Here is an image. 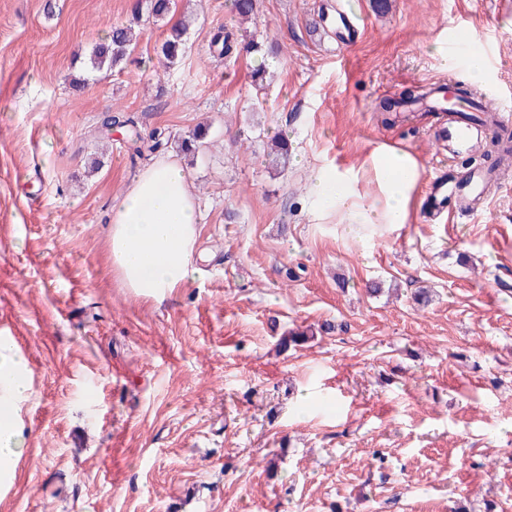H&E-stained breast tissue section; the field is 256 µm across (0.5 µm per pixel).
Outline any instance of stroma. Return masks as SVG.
I'll return each mask as SVG.
<instances>
[{"label": "stroma", "mask_w": 512, "mask_h": 512, "mask_svg": "<svg viewBox=\"0 0 512 512\" xmlns=\"http://www.w3.org/2000/svg\"><path fill=\"white\" fill-rule=\"evenodd\" d=\"M328 0H178L183 58L155 77L170 21L89 72L136 0H0V336L27 359L26 447L0 512H512V193L366 241L307 202L328 166L380 145L440 148L437 115L377 104L448 69L449 34L483 46L479 95L512 113V15L497 0H364L340 54ZM258 48L221 57L218 30ZM134 117L142 141L98 132ZM206 127L207 148L180 143ZM284 137V168L266 157ZM183 162L201 208L197 273L163 299L121 288L112 199L145 166ZM378 294H369L370 285ZM432 291L416 303L418 289ZM318 336L296 347L282 336Z\"/></svg>", "instance_id": "1"}]
</instances>
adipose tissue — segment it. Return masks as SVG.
<instances>
[{
  "label": "adipose tissue",
  "instance_id": "obj_1",
  "mask_svg": "<svg viewBox=\"0 0 512 512\" xmlns=\"http://www.w3.org/2000/svg\"><path fill=\"white\" fill-rule=\"evenodd\" d=\"M420 175L410 152L381 145L361 169L317 170L308 195L318 208L340 214L344 232L379 236L407 223ZM363 179L377 187L372 200L356 190ZM200 234L197 198L182 163L160 161L140 170L113 203L107 256L122 287L158 299L193 279ZM28 375L26 358L0 342V471L12 470L23 451L19 411L30 395Z\"/></svg>",
  "mask_w": 512,
  "mask_h": 512
}]
</instances>
